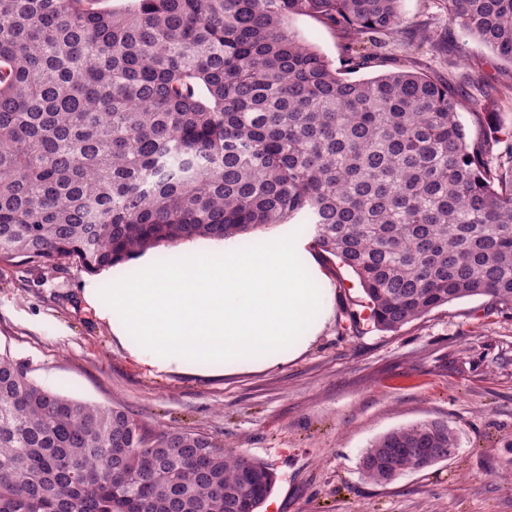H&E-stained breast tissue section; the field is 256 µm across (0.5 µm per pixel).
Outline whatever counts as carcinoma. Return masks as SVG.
Wrapping results in <instances>:
<instances>
[{
  "label": "carcinoma",
  "instance_id": "cac0c4a2",
  "mask_svg": "<svg viewBox=\"0 0 512 512\" xmlns=\"http://www.w3.org/2000/svg\"><path fill=\"white\" fill-rule=\"evenodd\" d=\"M402 0H0V258L89 271L298 221L358 277L376 327L455 300L512 310V152L468 141L424 73L340 76L289 30L401 33ZM512 61V0H442ZM346 67L372 52L357 40ZM448 424L389 431L376 484L452 458ZM273 469L216 437L36 382L0 354V512H261ZM210 240L211 239L197 238V239L189 240V241L185 240V241L179 242V243H177L175 245H171V246H161L158 248L150 249V250L146 251L145 253H143L142 256L140 255L138 258H136L128 263H132L135 260L140 259L141 257H143L145 255L151 256L154 260H155V255H156L158 261H162V259H161L162 255H168L172 259L180 258L183 255V252H184V249H185L187 243H206V242H209ZM128 263L116 265L113 267L114 268L120 267L126 271H130L129 268L126 266V264H128Z\"/></svg>",
  "mask_w": 512,
  "mask_h": 512
}]
</instances>
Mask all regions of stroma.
<instances>
[{"label":"stroma","instance_id":"35a3bbf8","mask_svg":"<svg viewBox=\"0 0 512 512\" xmlns=\"http://www.w3.org/2000/svg\"><path fill=\"white\" fill-rule=\"evenodd\" d=\"M403 38L350 79L400 69L461 90L470 137L512 143V63L449 23L440 0H403ZM291 29L343 69L349 42L314 16ZM328 315L285 363L217 374L160 371L132 357L83 297L91 273L0 259V352L41 385L129 410L152 430L208 433L267 462L276 483L263 512H512V313L485 296L439 307L395 332L374 328L356 276L317 250L306 256ZM447 422L448 461L381 486L359 472L384 433Z\"/></svg>","mask_w":512,"mask_h":512}]
</instances>
